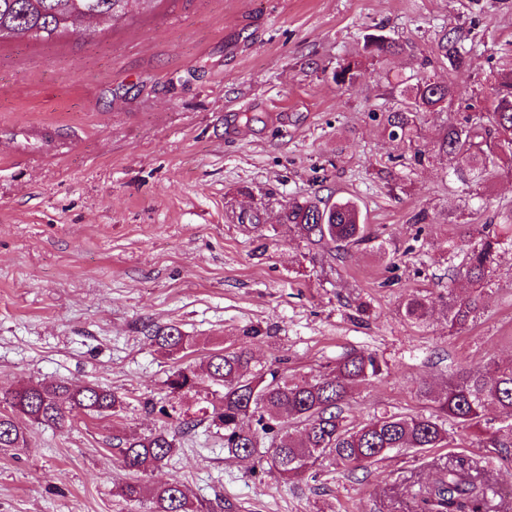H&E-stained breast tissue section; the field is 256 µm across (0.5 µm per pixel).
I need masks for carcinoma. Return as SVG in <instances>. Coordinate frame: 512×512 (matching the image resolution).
Segmentation results:
<instances>
[{
    "mask_svg": "<svg viewBox=\"0 0 512 512\" xmlns=\"http://www.w3.org/2000/svg\"><path fill=\"white\" fill-rule=\"evenodd\" d=\"M130 0H0V40L28 36L49 40L63 30L84 32L89 19L114 22L127 15ZM365 51L372 57L395 55L404 47L385 34L366 36ZM473 47L448 31L440 34L436 52L448 66V81L422 77L416 83L402 79L400 106L387 112L385 129L392 139L411 137L420 114L434 112L460 93ZM358 63L345 62L332 73L338 86L354 83ZM474 115L448 125L432 150L454 162L453 174L465 186L478 185L493 175L512 176V73L492 88L486 106H469ZM284 223L292 224L309 243L328 245L338 253L370 240L368 225L351 199L322 200L309 196L288 204ZM464 243L467 249L455 276L468 281L471 291L458 296L454 289L437 296L448 320V331L458 333L483 313L488 285L497 274L502 245L512 244V209L500 214L497 224H457L448 247ZM432 297L411 294L402 305L403 316L425 321ZM151 341L158 351L173 356L187 353L193 340L178 326H157ZM383 367L372 354L350 353L329 372L311 379L288 381L275 370L252 364L244 350L221 349L211 353L204 367L181 362L165 380L167 396L197 397L201 420L181 419L177 430L168 404H153L162 421L149 434L116 438L124 469L130 472L156 468L178 451L179 437L200 423L224 432V454L241 462L269 460L272 468L289 480L301 478L328 458L345 471L366 469L396 451H423L448 444V421L467 428H484L487 440L500 442V433H512V363L490 361L481 370L462 369L448 385L433 390L424 385L422 397L431 402L429 414L382 413L354 425L345 415L351 390L377 378ZM124 397L97 384L28 382L0 394V449L21 448L28 426H59L67 413L79 408L94 416H116ZM498 411L509 417L505 424L483 427L486 415ZM118 494L127 502L148 503V512H212V505L193 498L179 481L147 488L127 481ZM416 512H496L495 490L476 465L459 458L438 464L431 478L410 485Z\"/></svg>",
    "mask_w": 512,
    "mask_h": 512,
    "instance_id": "cac0c4a2",
    "label": "carcinoma"
}]
</instances>
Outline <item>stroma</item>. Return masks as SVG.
Returning <instances> with one entry per match:
<instances>
[{
    "label": "stroma",
    "mask_w": 512,
    "mask_h": 512,
    "mask_svg": "<svg viewBox=\"0 0 512 512\" xmlns=\"http://www.w3.org/2000/svg\"><path fill=\"white\" fill-rule=\"evenodd\" d=\"M378 28L409 50L366 57ZM444 29L478 46L460 98L424 114L415 141L391 139L382 114L397 77L448 78L423 64ZM351 58L360 76L338 87L332 73ZM510 69L512 0H154L81 38L0 41V392L63 380L129 402L117 417L72 410L0 450V512H131L112 437L160 425L150 405L175 359L151 346L154 325L193 336L192 362L245 349L293 380L375 355L382 375L349 397L356 423L429 413L421 384L512 360V246L469 328L449 334L438 308L421 324L401 315L409 294L465 293L450 278L454 224L512 207V177L470 191L431 150ZM419 148L431 156L418 165ZM474 192L490 211L469 213ZM313 195L356 200L370 241L338 256L283 223L289 202ZM449 433L367 471L323 461L289 482L227 458L202 425L138 479L184 482L230 512H406V481L456 456L512 487V444Z\"/></svg>",
    "instance_id": "35a3bbf8"
}]
</instances>
